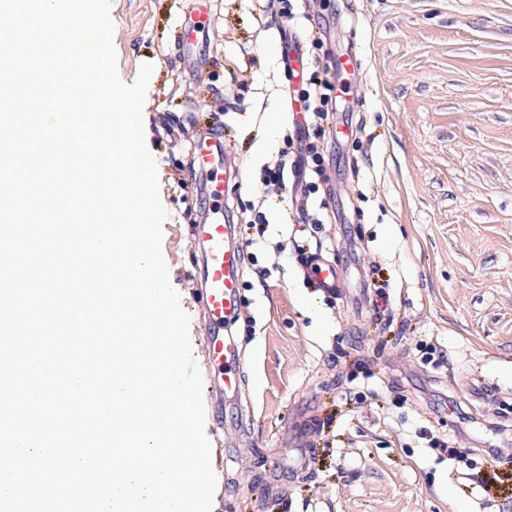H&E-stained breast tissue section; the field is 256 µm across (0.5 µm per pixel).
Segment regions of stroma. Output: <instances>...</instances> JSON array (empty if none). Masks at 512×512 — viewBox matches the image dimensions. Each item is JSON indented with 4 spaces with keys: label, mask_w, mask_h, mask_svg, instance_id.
<instances>
[{
    "label": "stroma",
    "mask_w": 512,
    "mask_h": 512,
    "mask_svg": "<svg viewBox=\"0 0 512 512\" xmlns=\"http://www.w3.org/2000/svg\"><path fill=\"white\" fill-rule=\"evenodd\" d=\"M211 2L208 64L193 76L177 50L189 0H112L111 16L120 79L154 65L145 140L195 359L199 114L235 142L229 207L263 231L244 249L232 329L241 389L206 409V434L224 425L213 512H512V481L484 485L494 435L512 455V0H298L291 25L265 0ZM286 26L317 33L321 64L353 49L365 68L354 109L313 141L322 164L307 194L262 183L304 149L280 92ZM308 201L326 203L321 223H302ZM317 250L343 271L336 293L305 273ZM303 448L313 460L300 470Z\"/></svg>",
    "instance_id": "obj_1"
}]
</instances>
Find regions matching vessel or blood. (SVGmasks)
I'll return each mask as SVG.
<instances>
[{
    "label": "vessel or blood",
    "mask_w": 512,
    "mask_h": 512,
    "mask_svg": "<svg viewBox=\"0 0 512 512\" xmlns=\"http://www.w3.org/2000/svg\"><path fill=\"white\" fill-rule=\"evenodd\" d=\"M210 25L209 0H191L177 43L185 72L195 73L205 65L203 47ZM192 149L197 161L195 187L207 197L209 207L200 223L189 225L188 232L203 250L199 293L206 326L204 363L213 376L211 400L219 408L225 395L237 393L241 383L239 350L224 336L225 325L239 310L241 271L237 230L224 215L232 163L223 135L201 131ZM306 272L318 287L333 290L340 286V269L323 257L312 258Z\"/></svg>",
    "instance_id": "obj_1"
}]
</instances>
